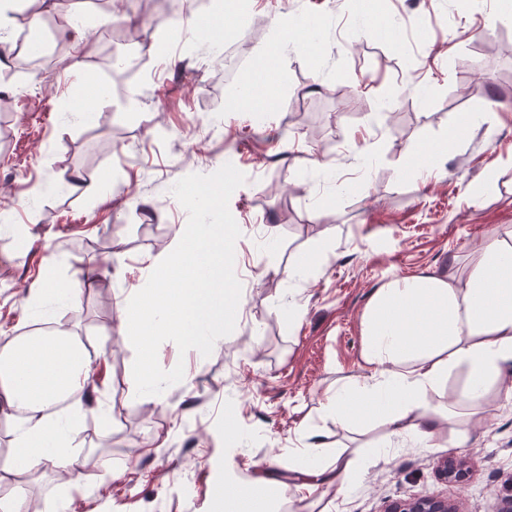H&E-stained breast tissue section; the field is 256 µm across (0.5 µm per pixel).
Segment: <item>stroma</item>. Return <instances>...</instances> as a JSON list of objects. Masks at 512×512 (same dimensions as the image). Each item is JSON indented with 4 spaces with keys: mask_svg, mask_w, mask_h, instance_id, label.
<instances>
[{
    "mask_svg": "<svg viewBox=\"0 0 512 512\" xmlns=\"http://www.w3.org/2000/svg\"><path fill=\"white\" fill-rule=\"evenodd\" d=\"M250 2L230 63L228 0H48L13 19L51 64L0 86V344L65 326L91 347L100 393L69 412L77 481L23 468L0 498L23 512H226L214 465L234 460L244 493L261 470L286 490L300 480L291 451L311 441L319 463L350 461L344 487L284 512H384L409 497L501 512L512 400L489 398L430 441L374 420L343 429L323 401L362 372L361 315L381 280L446 270L512 230V13L501 0ZM195 8L222 31L190 26ZM265 51L277 75L253 99L242 80ZM105 53L133 67L126 93ZM465 113L483 121L453 138ZM227 163L247 178L229 200L242 314L210 356L163 342L161 368L183 364L184 378L141 402L116 304L188 219L174 183ZM75 276L92 280L76 306ZM451 453L472 459L464 483L437 475Z\"/></svg>",
    "mask_w": 512,
    "mask_h": 512,
    "instance_id": "obj_1",
    "label": "stroma"
}]
</instances>
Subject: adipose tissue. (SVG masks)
Returning <instances> with one entry per match:
<instances>
[{
	"instance_id": "obj_1",
	"label": "adipose tissue",
	"mask_w": 512,
	"mask_h": 512,
	"mask_svg": "<svg viewBox=\"0 0 512 512\" xmlns=\"http://www.w3.org/2000/svg\"><path fill=\"white\" fill-rule=\"evenodd\" d=\"M364 374L337 388L326 400L337 423L355 426L377 416L388 435L411 431L426 439L441 433L449 419L444 406L425 407L423 393L441 387L453 371L465 375L459 404L476 406L499 390L512 368V231L492 232L446 271L395 276L380 284L361 315ZM90 357L67 332L56 340L31 336L0 346V405L23 415L17 438L22 453L0 458V480L19 461L48 462L73 471L74 431L64 428L51 407L59 382L82 391ZM317 448L297 449L303 480L294 494L314 491L326 480L343 483L348 463L334 471L311 465Z\"/></svg>"
}]
</instances>
